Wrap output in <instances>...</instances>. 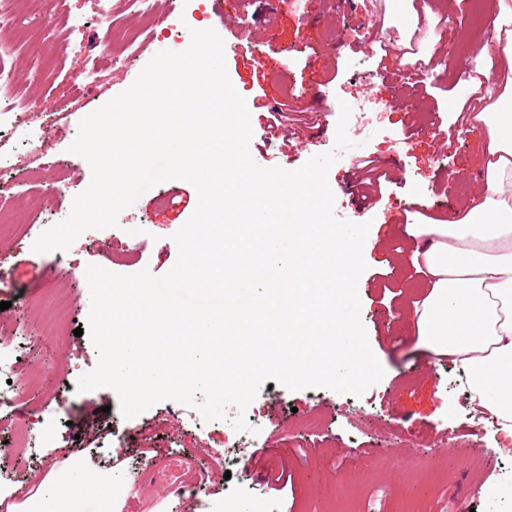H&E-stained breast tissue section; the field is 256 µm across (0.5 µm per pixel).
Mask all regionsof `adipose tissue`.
I'll return each instance as SVG.
<instances>
[{
    "instance_id": "adipose-tissue-1",
    "label": "adipose tissue",
    "mask_w": 512,
    "mask_h": 512,
    "mask_svg": "<svg viewBox=\"0 0 512 512\" xmlns=\"http://www.w3.org/2000/svg\"><path fill=\"white\" fill-rule=\"evenodd\" d=\"M495 41L507 93L474 114L488 130L477 201L457 219L414 224L412 260L429 278L413 308L420 343L464 373L472 404L512 435V0H497ZM133 477L68 458L33 475L7 512H122Z\"/></svg>"
}]
</instances>
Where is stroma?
Masks as SVG:
<instances>
[{
	"mask_svg": "<svg viewBox=\"0 0 512 512\" xmlns=\"http://www.w3.org/2000/svg\"><path fill=\"white\" fill-rule=\"evenodd\" d=\"M205 7L203 28L238 50L225 64L250 112L252 158L292 171L335 152L328 172L334 212L371 224L358 294L384 375L359 398L317 387L291 391L277 382L262 387L250 405L261 428L247 437L244 463L231 467L213 461V449L224 446L223 421L203 420L174 400L127 419L115 391H77L79 378L98 361L89 335L74 334L89 322L87 266L161 276L177 261L173 236L193 214L198 194L187 181H165L121 211L117 226L85 231L67 252H34L32 238L22 233L0 241V302L10 304L0 310V325H24L32 339L23 367L37 374L49 361L55 370L33 400L0 408V418L25 413L43 420L36 453L5 463L14 484L67 456L104 467L124 462L125 470L112 475L119 482L147 468L152 456L189 455L207 475L205 492L142 488L135 492L139 512L161 502L166 512H224L228 499L244 500L247 512H512V437L490 421L473 431L460 370L419 345L409 319L427 288L411 261L407 227L468 209L461 194L476 188L488 139L461 110L469 101L487 109L502 92L498 83L485 96L469 92L444 65L449 42L434 22L445 13L468 31L471 0H223L220 17L213 0ZM13 8L21 22L0 30V63L29 108L7 132L11 167L0 175V209L36 223L27 209L31 197L65 184L69 190L55 206L60 222L91 180L86 160L69 150L81 119L129 88L141 68H104L94 89L83 91L76 76L98 26V0H62L57 16L80 26L62 24L49 41L26 16L23 0ZM241 16L249 29L229 28ZM378 36L411 45L426 70L411 75L402 61L374 54ZM46 68L55 73L47 86L40 81ZM372 95L390 102L383 123L355 125L352 112ZM264 104L281 108L279 133L266 132ZM362 158L388 174L368 203L347 190L352 164ZM51 284L66 289L69 312L63 335L46 338L47 312L35 289Z\"/></svg>",
	"mask_w": 512,
	"mask_h": 512,
	"instance_id": "obj_1",
	"label": "stroma"
}]
</instances>
